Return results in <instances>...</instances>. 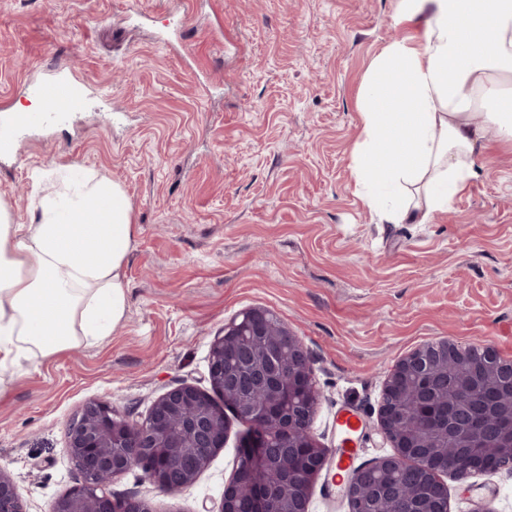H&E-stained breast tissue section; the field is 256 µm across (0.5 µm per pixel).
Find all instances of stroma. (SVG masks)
<instances>
[{"mask_svg":"<svg viewBox=\"0 0 512 512\" xmlns=\"http://www.w3.org/2000/svg\"><path fill=\"white\" fill-rule=\"evenodd\" d=\"M398 0H0V102L64 67L80 93L61 126L34 127L0 161V203L31 223L38 174L120 183L135 237L129 310L104 342L15 371L0 393V465L27 512L81 481L67 448L91 399L144 417L171 386L208 389L210 343L251 307L277 314L312 358L315 438L360 412L358 462L390 454L383 382L443 338L512 360V150L429 224H377L351 172L357 94L408 23ZM188 490L159 492L132 468L106 490L154 512H216L245 423ZM448 512H512V472L448 479Z\"/></svg>","mask_w":512,"mask_h":512,"instance_id":"stroma-1","label":"stroma"}]
</instances>
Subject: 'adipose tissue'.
I'll use <instances>...</instances> for the list:
<instances>
[{
  "label": "adipose tissue",
  "instance_id": "1",
  "mask_svg": "<svg viewBox=\"0 0 512 512\" xmlns=\"http://www.w3.org/2000/svg\"><path fill=\"white\" fill-rule=\"evenodd\" d=\"M416 34L372 61L352 152L381 224H425L476 176L488 145L512 148V0H398ZM31 223L0 205V384L65 349L104 341L127 313L135 228L123 187L51 190Z\"/></svg>",
  "mask_w": 512,
  "mask_h": 512
}]
</instances>
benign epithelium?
Listing matches in <instances>:
<instances>
[{"instance_id":"1","label":"benign epithelium","mask_w":512,"mask_h":512,"mask_svg":"<svg viewBox=\"0 0 512 512\" xmlns=\"http://www.w3.org/2000/svg\"><path fill=\"white\" fill-rule=\"evenodd\" d=\"M251 328L259 336L273 330L281 360L275 371L268 372L260 367L262 356L254 350L250 352L253 369L247 381L263 387L267 400L263 407L244 414L237 396L224 389V349ZM436 345L440 346L439 354L450 360L466 354L465 347L448 339L423 344L396 362L384 389L389 391L395 383L421 371L431 357L429 348ZM208 381L211 390L224 396V406H213L209 393L191 384L166 390L154 401L148 414L138 420L118 416L106 401L86 402L67 428V448L83 480L56 498L49 512H143L146 500L115 498L105 490L109 481L133 467L141 468L161 492L189 489L212 458L224 449V412L228 409L237 416L248 417L252 429L241 452L246 470H235L225 484L219 512H269L268 472L273 445L268 426L277 414L288 418L286 446L302 448L312 461L300 475L305 495H310L326 465L328 449L310 433L309 417L319 402V393L313 381L310 354L299 337L271 310L250 308L225 323L221 334L212 340ZM490 410L499 417V447L512 456V400L507 404L497 401L492 388L471 404L451 407L436 421L447 425L463 421L472 430L480 431L483 417ZM397 413V404L381 402L378 422L392 453L374 459L369 464L373 470L406 461L412 449L423 447V443L398 428ZM187 454L193 457L196 467L187 466ZM0 512H26L18 486L2 466Z\"/></svg>"}]
</instances>
